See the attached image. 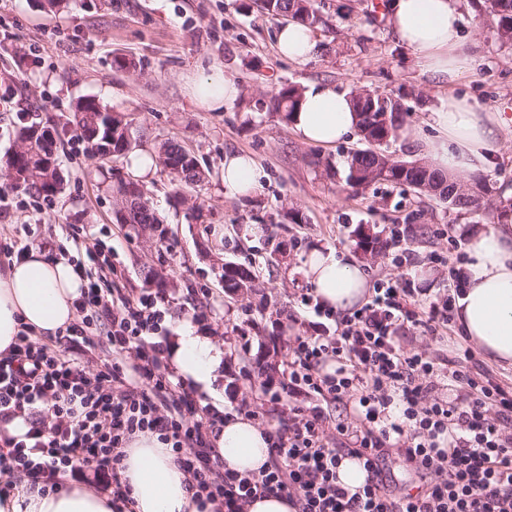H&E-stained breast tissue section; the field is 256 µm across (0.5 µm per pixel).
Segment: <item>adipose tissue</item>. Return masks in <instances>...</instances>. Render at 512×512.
Listing matches in <instances>:
<instances>
[{
    "label": "adipose tissue",
    "mask_w": 512,
    "mask_h": 512,
    "mask_svg": "<svg viewBox=\"0 0 512 512\" xmlns=\"http://www.w3.org/2000/svg\"><path fill=\"white\" fill-rule=\"evenodd\" d=\"M387 14L392 33L414 51L418 68L441 90L424 128L408 130V137L424 140L426 154L448 175L491 170L500 149L499 133L512 124V117L455 91L473 63L461 34L459 0H389ZM316 45L312 29L302 24L289 21L277 31L276 50L288 60H311ZM239 95L236 81L217 62L207 76L190 82L192 102L209 111L222 109ZM291 121L301 141L328 146L356 132L359 115L347 93L314 83L303 90ZM263 177L251 155H225V197L252 195ZM468 257L455 313L457 333L488 359L512 366V223L473 234ZM304 272L316 297L337 312L364 303L368 295V277L350 254L312 249ZM82 285L72 265L37 248L1 269L0 357L11 355L20 331L53 336L65 329L75 317ZM221 356L209 337L188 329L171 348L169 363L184 381L208 390ZM212 443L225 466L241 473L258 471L269 460V433L243 416L225 419ZM126 454L122 478L131 488L132 512H214L212 504L194 501L187 475L155 436L136 435ZM0 512H112V502L81 483H68L55 493L24 484L16 493L0 495Z\"/></svg>",
    "instance_id": "ef3b65f1"
}]
</instances>
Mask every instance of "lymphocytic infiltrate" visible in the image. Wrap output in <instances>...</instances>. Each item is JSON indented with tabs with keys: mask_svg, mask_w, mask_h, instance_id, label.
<instances>
[{
	"mask_svg": "<svg viewBox=\"0 0 512 512\" xmlns=\"http://www.w3.org/2000/svg\"><path fill=\"white\" fill-rule=\"evenodd\" d=\"M71 240L58 254L79 273L91 264L112 267L116 253L105 241L88 240L79 226ZM410 295L395 285L376 288L335 335L295 337L288 387L321 402L292 408L286 430L272 435L268 465L242 474L212 450L222 415L197 407L161 369L162 293L127 297L104 279H88L77 321L50 343L20 332L14 354L0 359V425L18 418L29 425L0 441V475L54 490L88 468L111 493L112 512H127L125 448L136 434L150 433L178 455L195 499L216 503L218 512H243L246 502L269 493L298 512H512V386L462 343L449 349L443 379L432 359L406 351L407 331L437 332L453 310L448 299L420 319L407 307ZM94 347L101 365L90 374L82 355ZM328 404L337 415L325 412ZM330 424L342 437L334 447L325 440ZM392 447L418 479L416 492L388 476ZM186 448L192 454L185 458ZM346 457L367 472L354 490L338 481Z\"/></svg>",
	"mask_w": 512,
	"mask_h": 512,
	"instance_id": "1",
	"label": "lymphocytic infiltrate"
}]
</instances>
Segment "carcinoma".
Here are the masks:
<instances>
[{
  "label": "carcinoma",
  "mask_w": 512,
  "mask_h": 512,
  "mask_svg": "<svg viewBox=\"0 0 512 512\" xmlns=\"http://www.w3.org/2000/svg\"><path fill=\"white\" fill-rule=\"evenodd\" d=\"M486 23L496 30L501 45L512 48V0H485ZM260 10L273 19H295L310 26L321 22L320 15L313 0H261ZM301 94V88L287 85L279 90L273 98V109L284 114L289 120ZM354 107L360 112L359 132L366 148L353 152L347 160L346 185L366 189L378 182L405 185L421 184L425 181L436 182L442 186L438 197H447V203L460 211L474 213L480 211L485 197L491 193L490 186L481 180L472 182H456L445 178L432 164L421 160H404L396 158L394 162L411 166L406 173L391 169V172L372 178L366 182L354 174V165L369 170L375 163L374 151L395 137L404 122L402 104L391 95L372 91L365 96V103H360L356 95H351ZM78 137L94 148L93 154L100 158L104 146H112V155L122 156L131 150L132 139L130 124L124 115L114 112L94 99H86L77 103L74 111L67 119ZM20 151L8 157L7 165H18L29 172L23 185L39 194L52 195L59 192L60 185L55 183L56 170L43 166L45 158L55 154L54 141L43 133L33 131V125H25L19 130ZM158 163L170 169L179 183L176 199L183 203L186 200L181 189L196 186L204 182L207 174L202 169L193 153L180 143L168 140L161 143L158 150ZM114 214L117 223L160 225L161 219L145 197L143 186L132 177H115L112 183ZM492 217L497 222L512 221V202L502 198L492 199L488 203ZM221 279L224 290L229 294H237L254 286L255 276L249 267L242 264L226 263L222 266Z\"/></svg>",
  "instance_id": "obj_1"
}]
</instances>
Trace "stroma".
Masks as SVG:
<instances>
[{
    "mask_svg": "<svg viewBox=\"0 0 512 512\" xmlns=\"http://www.w3.org/2000/svg\"><path fill=\"white\" fill-rule=\"evenodd\" d=\"M375 2L315 0L323 17L314 28L318 51L298 64L278 55L279 23L253 0H67L53 13L36 0H0V95L13 98L11 111L0 112V188L12 185L6 159L26 120L54 126L65 178L53 196L18 190L17 208L0 218V246L46 250L66 243L75 224L88 237L104 236L118 253L115 287L133 295L164 292L169 336L187 327L223 351L215 387L225 411L259 412L260 426L275 429L290 407L308 402L288 392L293 337L336 332L335 319L304 303L313 287L303 263L313 248L350 252L371 283L406 281L423 314L454 293L470 233L495 226L487 212L461 214L406 186H347L345 160L361 148L360 136L327 147L307 144L273 110L281 87L321 82L345 92L391 93L407 110V125L420 123L438 91ZM460 8L476 63L458 89L512 116V49L482 24L471 0H460ZM117 54L133 58L136 69L114 70ZM215 60L241 94L213 112L191 103L187 80L206 76ZM85 96L126 115L138 150L169 139L195 154L209 179L185 196L203 202L204 219L192 220L185 205H174L173 177L160 168L144 189L165 238L145 225L116 223L112 176L129 174L128 159L94 158L68 126L74 104ZM233 152L251 154L265 172L255 194L241 199L225 198L221 181L224 156ZM253 224L263 226V235H248ZM363 227L385 240L399 232L415 264L397 267L387 251L365 254L358 245ZM227 262L251 267V291L225 294L220 274Z\"/></svg>",
    "mask_w": 512,
    "mask_h": 512,
    "instance_id": "35a3bbf8",
    "label": "stroma"
}]
</instances>
